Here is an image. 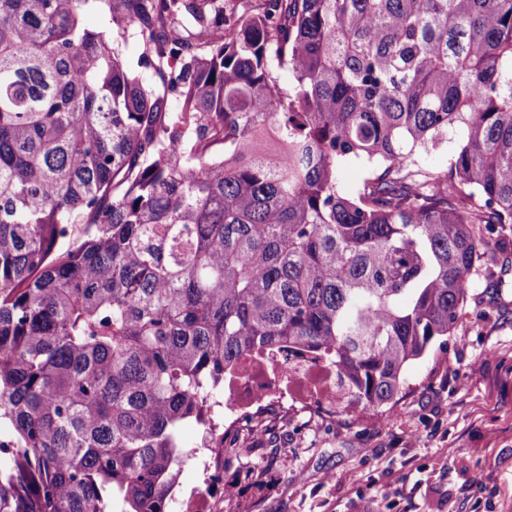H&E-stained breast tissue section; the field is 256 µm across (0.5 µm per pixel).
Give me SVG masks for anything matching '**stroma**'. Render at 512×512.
<instances>
[{"label": "stroma", "instance_id": "1", "mask_svg": "<svg viewBox=\"0 0 512 512\" xmlns=\"http://www.w3.org/2000/svg\"><path fill=\"white\" fill-rule=\"evenodd\" d=\"M476 232L487 250L473 298L407 368L400 404L334 420L271 409L266 431L225 442L218 512H512V273H500L512 231Z\"/></svg>", "mask_w": 512, "mask_h": 512}]
</instances>
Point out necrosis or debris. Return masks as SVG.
<instances>
[{"label":"necrosis or debris","mask_w":512,"mask_h":512,"mask_svg":"<svg viewBox=\"0 0 512 512\" xmlns=\"http://www.w3.org/2000/svg\"><path fill=\"white\" fill-rule=\"evenodd\" d=\"M288 400L336 413L348 410L353 397L325 358L281 343L239 361L230 371L218 424L232 435L269 403Z\"/></svg>","instance_id":"obj_1"}]
</instances>
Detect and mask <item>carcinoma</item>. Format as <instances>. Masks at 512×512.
I'll use <instances>...</instances> for the list:
<instances>
[{"mask_svg": "<svg viewBox=\"0 0 512 512\" xmlns=\"http://www.w3.org/2000/svg\"><path fill=\"white\" fill-rule=\"evenodd\" d=\"M476 224L512 228V0H0V512H169L181 426L281 340L394 408ZM453 147V140L448 138V143H445L439 149L422 154L419 159V164L433 173L447 171Z\"/></svg>", "mask_w": 512, "mask_h": 512, "instance_id": "cac0c4a2", "label": "carcinoma"}]
</instances>
